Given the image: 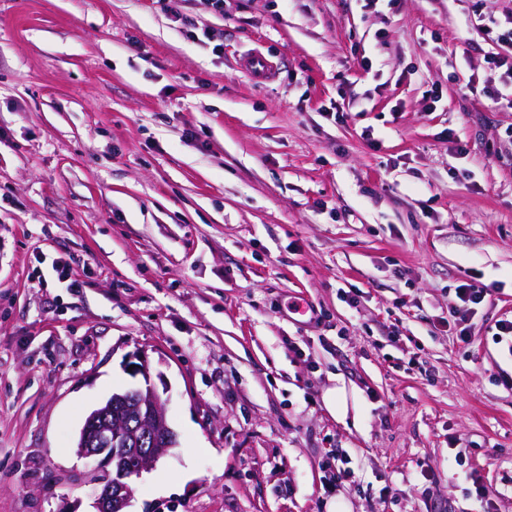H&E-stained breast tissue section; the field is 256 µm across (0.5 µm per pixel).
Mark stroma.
Wrapping results in <instances>:
<instances>
[{
    "mask_svg": "<svg viewBox=\"0 0 512 512\" xmlns=\"http://www.w3.org/2000/svg\"><path fill=\"white\" fill-rule=\"evenodd\" d=\"M481 13L512 0H0V512H96L75 442L139 350L177 445L131 512H474L477 477L512 512Z\"/></svg>",
    "mask_w": 512,
    "mask_h": 512,
    "instance_id": "35a3bbf8",
    "label": "stroma"
}]
</instances>
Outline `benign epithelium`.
<instances>
[{
    "label": "benign epithelium",
    "mask_w": 512,
    "mask_h": 512,
    "mask_svg": "<svg viewBox=\"0 0 512 512\" xmlns=\"http://www.w3.org/2000/svg\"><path fill=\"white\" fill-rule=\"evenodd\" d=\"M131 373L139 386L114 393L91 411L76 441V453L95 457L90 478L100 487L97 512H126L133 497L131 480L148 470L168 449L177 445L146 357Z\"/></svg>",
    "instance_id": "1"
}]
</instances>
